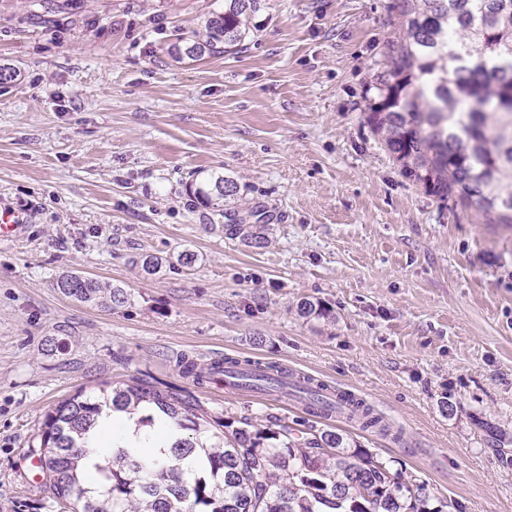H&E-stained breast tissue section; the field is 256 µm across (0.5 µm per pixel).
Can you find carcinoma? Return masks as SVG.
Returning a JSON list of instances; mask_svg holds the SVG:
<instances>
[{
    "label": "carcinoma",
    "instance_id": "cac0c4a2",
    "mask_svg": "<svg viewBox=\"0 0 512 512\" xmlns=\"http://www.w3.org/2000/svg\"><path fill=\"white\" fill-rule=\"evenodd\" d=\"M262 0H224L201 29L168 47L173 61L234 54L253 35ZM400 38L373 74L377 98L365 121L401 174L445 204L455 198L489 224L512 225V0H395ZM237 193L217 175L194 189L205 206ZM57 288L81 303L110 309L123 288L80 274ZM303 318L323 317L318 301L302 299ZM148 414L195 432L170 446L168 459L139 458L113 441L98 449L95 473L81 469L85 436L102 413ZM208 412L180 389L146 379L99 394L80 389L58 402L31 448L57 499L72 512H443L430 506L427 484L404 478L391 461L321 430L296 433L284 418L262 423L224 417L209 433Z\"/></svg>",
    "mask_w": 512,
    "mask_h": 512
}]
</instances>
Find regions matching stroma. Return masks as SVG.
<instances>
[{"label":"stroma","mask_w":512,"mask_h":512,"mask_svg":"<svg viewBox=\"0 0 512 512\" xmlns=\"http://www.w3.org/2000/svg\"><path fill=\"white\" fill-rule=\"evenodd\" d=\"M393 2L263 0L240 52L177 63L176 34L224 0H0V63L18 71L0 90V210L24 219L0 240V512H65L33 476L45 414L134 377L215 417L346 432L445 512H512V227L405 180L367 126ZM218 174L239 187L220 212L189 193ZM68 272L126 303L66 297ZM304 298L327 316L301 317ZM180 353L351 390L390 433L194 384Z\"/></svg>","instance_id":"stroma-1"}]
</instances>
